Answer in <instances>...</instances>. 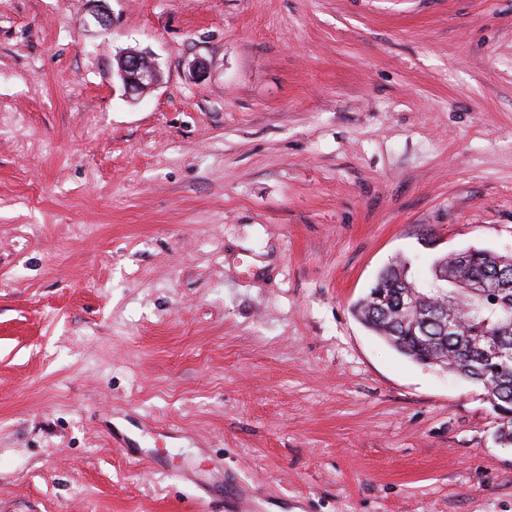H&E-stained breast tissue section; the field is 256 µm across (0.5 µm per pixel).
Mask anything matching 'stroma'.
I'll return each mask as SVG.
<instances>
[{
  "label": "stroma",
  "instance_id": "35a3bbf8",
  "mask_svg": "<svg viewBox=\"0 0 512 512\" xmlns=\"http://www.w3.org/2000/svg\"><path fill=\"white\" fill-rule=\"evenodd\" d=\"M108 6L0 0V512H512L483 389L353 313L512 251V0ZM116 60L112 80L116 79L126 97L140 95L159 83L160 67L149 51L127 49L119 52Z\"/></svg>",
  "mask_w": 512,
  "mask_h": 512
}]
</instances>
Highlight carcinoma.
<instances>
[{
	"instance_id": "carcinoma-1",
	"label": "carcinoma",
	"mask_w": 512,
	"mask_h": 512,
	"mask_svg": "<svg viewBox=\"0 0 512 512\" xmlns=\"http://www.w3.org/2000/svg\"><path fill=\"white\" fill-rule=\"evenodd\" d=\"M410 268L411 260L405 258L378 275L370 291L382 292L383 299L364 298L358 309L360 321L401 355L482 386L491 406L502 411L497 438L512 447V262L484 249L469 253L465 265L450 255L442 264L434 262L427 288L409 276ZM460 275L472 283L496 284L498 300H482L473 289L452 282ZM409 291L421 297L415 319L397 311ZM444 293L464 309L465 327L451 333L436 318L435 299ZM489 345L496 346L499 355L489 356Z\"/></svg>"
}]
</instances>
